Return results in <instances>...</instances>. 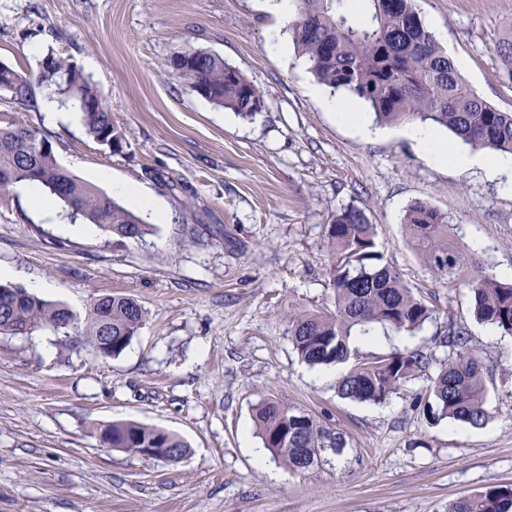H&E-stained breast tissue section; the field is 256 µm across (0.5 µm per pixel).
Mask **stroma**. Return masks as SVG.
Wrapping results in <instances>:
<instances>
[{
	"label": "stroma",
	"mask_w": 512,
	"mask_h": 512,
	"mask_svg": "<svg viewBox=\"0 0 512 512\" xmlns=\"http://www.w3.org/2000/svg\"><path fill=\"white\" fill-rule=\"evenodd\" d=\"M461 74L512 110V75L494 46L512 0H416ZM287 18L266 0H0V63L37 74L47 51L96 84L124 138L113 151L81 123L48 118L49 87L23 109L0 91V126L36 129L61 165L104 192L137 186L166 214L144 239L97 225L72 232L16 186L0 200V268L85 320L96 299L125 295L145 312L116 357L80 329L0 335V512H447L449 501L512 485V336L478 322L465 285L477 263L512 271V169L439 167L404 125L364 139L339 119L303 57L280 52ZM224 57L262 90L253 117L214 106L169 75L173 56ZM447 213L450 238L473 262L460 283L437 280L411 246L405 211ZM354 206L377 249L432 310L415 334L355 340L354 361L395 349L436 365L386 402L340 398L348 364L312 367L290 342L289 315L333 309L328 226ZM467 328L483 364L488 420L479 428L424 412L448 350ZM274 398L316 414L346 448L309 473L258 462L255 407ZM136 421L187 445L176 462L106 447L95 427Z\"/></svg>",
	"instance_id": "obj_1"
}]
</instances>
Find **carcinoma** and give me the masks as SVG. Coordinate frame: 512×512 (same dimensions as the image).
<instances>
[{
  "mask_svg": "<svg viewBox=\"0 0 512 512\" xmlns=\"http://www.w3.org/2000/svg\"><path fill=\"white\" fill-rule=\"evenodd\" d=\"M288 34L315 79L331 92L362 104L380 125L412 122L448 131L457 141L491 156H512V111H503L478 95L462 78L453 59L440 47L414 0H292ZM512 69V30L495 47ZM201 64L172 66L171 75L204 98L243 117L266 111L264 93L242 73L213 53L196 51ZM37 78L0 64V90L27 106L33 84L54 88L61 100H73L81 112L85 135L98 141L111 136L113 150L122 136L112 112L101 102L94 83L66 58L47 52ZM35 183L63 207V216L82 218L104 232L142 239L150 225L111 196L83 181L56 160L38 131L10 124L0 127V196L11 188ZM404 224L426 265L448 281L458 282L468 259L449 237L448 215L416 201ZM336 258L330 279L334 309L290 316V341L299 357L312 366H329L351 357L350 338L392 333L414 334L432 320L431 309L383 262L376 250L375 227L363 210L351 207L336 214L328 228ZM475 317L512 335V279L478 274L467 281ZM0 335L29 336L39 329L58 331L64 306L53 304L18 286L0 296ZM104 313L112 331L110 354H120L145 320L142 307L124 295L97 300L86 318L83 335L100 349ZM448 348L429 389L427 418L481 427L488 418L480 358L469 347L467 330L448 325L440 337ZM433 354L414 349L393 351L357 363L337 383L338 393L361 402L382 403L430 366ZM256 428L273 458L289 470L306 473L324 464L328 448L343 453L344 436L313 414L267 399L256 410ZM102 443L140 455L145 448H165L176 462L186 452L175 434L133 421L100 428ZM447 512H512V486L491 485L448 504Z\"/></svg>",
  "mask_w": 512,
  "mask_h": 512,
  "instance_id": "cac0c4a2",
  "label": "carcinoma"
}]
</instances>
